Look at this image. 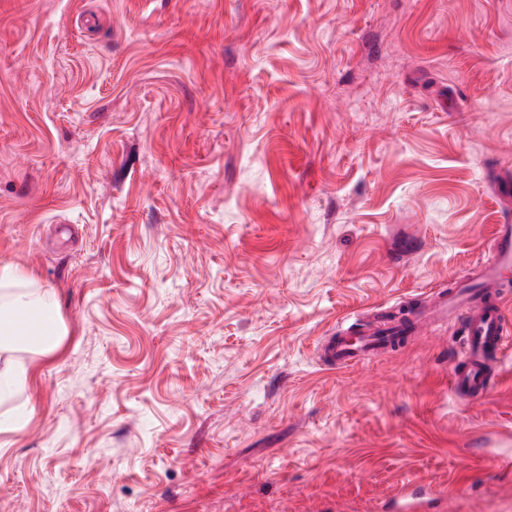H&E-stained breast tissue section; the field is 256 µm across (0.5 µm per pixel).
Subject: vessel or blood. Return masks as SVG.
<instances>
[{"label": "vessel or blood", "instance_id": "vessel-or-blood-1", "mask_svg": "<svg viewBox=\"0 0 512 512\" xmlns=\"http://www.w3.org/2000/svg\"><path fill=\"white\" fill-rule=\"evenodd\" d=\"M512 287V224L497 225L485 260L472 266L451 287L435 293L430 306L388 323L360 332L355 341L329 337L321 348L326 365L345 369L362 359L380 355L415 335L424 323L452 321L459 325L463 341L451 364L450 389L455 397L476 398L490 389L488 370L512 346L507 336L503 297ZM426 491L424 485L407 482L397 489V512H417Z\"/></svg>", "mask_w": 512, "mask_h": 512}]
</instances>
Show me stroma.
Wrapping results in <instances>:
<instances>
[{
  "label": "stroma",
  "mask_w": 512,
  "mask_h": 512,
  "mask_svg": "<svg viewBox=\"0 0 512 512\" xmlns=\"http://www.w3.org/2000/svg\"><path fill=\"white\" fill-rule=\"evenodd\" d=\"M512 0H0V265L25 354L0 512H512V350L448 322L348 369L512 219ZM15 267L0 265V401L19 395L29 379L27 351L48 356L65 336L50 288H28ZM428 488L415 482L400 485L393 498L396 510H417L421 505V498Z\"/></svg>",
  "instance_id": "1"
}]
</instances>
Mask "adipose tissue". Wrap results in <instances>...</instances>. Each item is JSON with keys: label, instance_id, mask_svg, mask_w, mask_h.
<instances>
[{"label": "adipose tissue", "instance_id": "1", "mask_svg": "<svg viewBox=\"0 0 512 512\" xmlns=\"http://www.w3.org/2000/svg\"><path fill=\"white\" fill-rule=\"evenodd\" d=\"M64 334L51 289L30 288L15 267L0 265V400L20 394L29 379L23 352L51 355Z\"/></svg>", "mask_w": 512, "mask_h": 512}]
</instances>
